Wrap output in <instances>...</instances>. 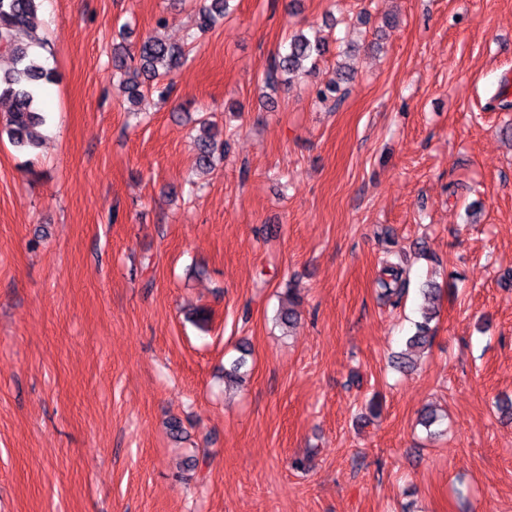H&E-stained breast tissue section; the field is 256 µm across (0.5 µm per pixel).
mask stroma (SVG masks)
Here are the masks:
<instances>
[{
	"mask_svg": "<svg viewBox=\"0 0 512 512\" xmlns=\"http://www.w3.org/2000/svg\"><path fill=\"white\" fill-rule=\"evenodd\" d=\"M233 8L200 36L192 0H44L34 20L45 141H0V512H512V109L490 103L512 0ZM310 28L330 41L316 73L266 88ZM150 36L192 52L135 115L113 48ZM342 41L355 79L331 111L315 92ZM203 115L226 147L199 177ZM387 249L410 270L396 307ZM429 278L435 339L403 374Z\"/></svg>",
	"mask_w": 512,
	"mask_h": 512,
	"instance_id": "stroma-1",
	"label": "stroma"
}]
</instances>
